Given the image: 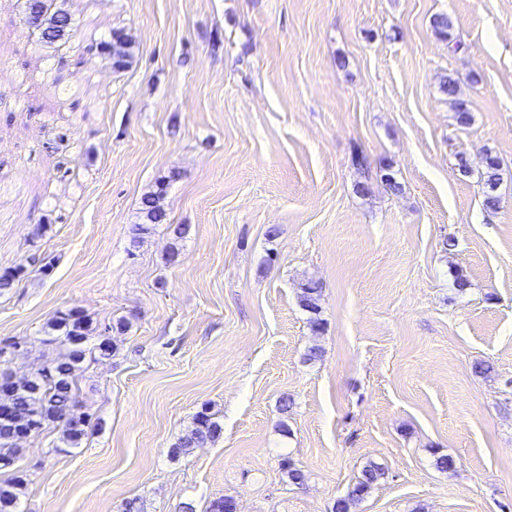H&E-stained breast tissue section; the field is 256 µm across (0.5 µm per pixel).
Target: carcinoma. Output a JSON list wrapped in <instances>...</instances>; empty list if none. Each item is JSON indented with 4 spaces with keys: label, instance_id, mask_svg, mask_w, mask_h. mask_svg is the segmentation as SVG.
<instances>
[{
    "label": "carcinoma",
    "instance_id": "cac0c4a2",
    "mask_svg": "<svg viewBox=\"0 0 512 512\" xmlns=\"http://www.w3.org/2000/svg\"><path fill=\"white\" fill-rule=\"evenodd\" d=\"M21 9L24 24L38 22L43 26V34L34 35L38 45L60 47L68 41L73 19L55 0H22ZM116 42L123 45L118 53L113 51ZM99 47L116 71H123L134 62L136 43L122 30L112 31L110 39L100 41ZM441 89L457 112V122L468 124L470 114L459 99L456 80L450 76L445 78ZM481 178L485 185L484 205L494 210L499 204L497 187L501 180L497 157L491 154L485 156ZM165 195L166 185L161 182L141 197L140 210L145 214L147 223L132 226L133 243L144 239L156 225L166 223L167 211L163 206ZM35 265L36 261L33 260L27 265L18 264L1 270L0 290L6 291L27 279ZM320 291L321 288L315 283L302 287L301 302L313 313L318 310ZM90 331V319L84 311L77 308L59 310L42 328L41 335L12 340V344L23 352L35 342L62 347L63 352L50 364L35 368L19 378L10 368L12 360L0 355V409L3 410L0 416V461L10 462L7 467L0 465V473H12L11 478L0 481V512H21L26 478L18 469L17 462L23 453L22 432L37 434L51 427L57 429L63 443L58 451L65 453L81 448L88 435L92 415L83 410L78 400V378L86 359H94L97 353L105 355L112 349L108 339L93 348L85 346ZM220 432L221 424L215 414L207 408L202 409L194 416L190 429L177 439L173 451L185 454L192 448L216 441ZM383 475L382 468L375 463L364 466L347 495L336 501V512H351Z\"/></svg>",
    "mask_w": 512,
    "mask_h": 512
}]
</instances>
